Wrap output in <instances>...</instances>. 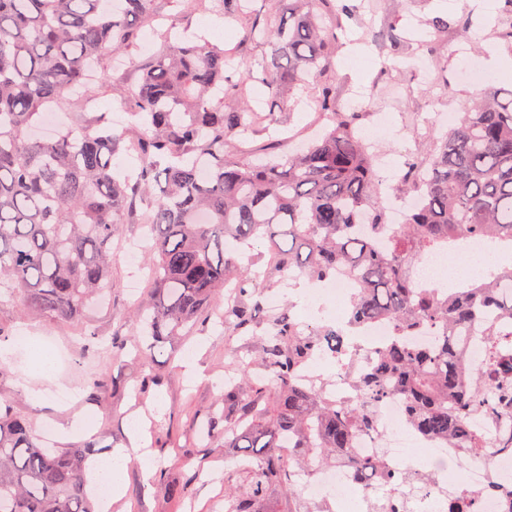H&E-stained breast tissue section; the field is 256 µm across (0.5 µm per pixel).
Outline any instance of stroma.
<instances>
[{"label": "stroma", "mask_w": 512, "mask_h": 512, "mask_svg": "<svg viewBox=\"0 0 512 512\" xmlns=\"http://www.w3.org/2000/svg\"><path fill=\"white\" fill-rule=\"evenodd\" d=\"M500 0H337L338 6L359 8L358 22L349 23L334 49L336 67L304 90L282 91L275 109L278 121L302 138L311 137L314 115L308 103L319 98L324 86H332L337 103H344L357 88L367 92V117L385 111L391 135L385 148L390 156L416 151L428 142L425 121L436 112L458 113L475 95L490 88L488 68L503 57H512V43L499 35L503 27ZM155 10L165 18H178V27L193 39L224 46L235 62L258 64L268 59L271 39L248 33V20L228 19L220 32L199 27L201 14H183L175 0H157ZM447 19L448 28L433 33L429 19ZM468 25L460 37L459 25ZM357 55L358 67L345 63ZM474 56L481 75L477 83L458 77L464 57ZM141 224H127L112 242V288L105 300L87 307L72 321L31 315L27 311L0 309V330L14 333L29 329L39 342H49L69 359L67 368L52 375L39 373L29 351L11 354L0 362V406L24 415L35 433L46 423L69 425L78 415H91L95 426L91 459L108 456L112 449L129 444V429L143 420L147 447L155 455L157 470L144 479L139 459H131L125 477V494L114 501L111 512H224V470L234 451L223 439L188 431L191 419L223 416L221 383L235 355L259 352L260 338L225 335L214 325V315L223 309L216 302L207 309L195 330L167 343L163 353L153 352L148 337L130 332V313L151 288L144 274L133 273L124 259L129 244L141 242ZM312 281L299 276L277 281L274 290L282 295L294 319L309 324L320 317L310 304ZM123 331L125 348L108 355L86 348L84 335L95 332L111 341ZM201 348V379L188 380L181 358L192 348ZM156 379L146 382L147 372ZM72 390L70 405L56 401L61 390ZM43 400H34L35 392ZM187 484L182 502L169 493L172 485Z\"/></svg>", "instance_id": "35a3bbf8"}]
</instances>
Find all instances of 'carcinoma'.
Returning <instances> with one entry per match:
<instances>
[{
  "label": "carcinoma",
  "instance_id": "carcinoma-1",
  "mask_svg": "<svg viewBox=\"0 0 512 512\" xmlns=\"http://www.w3.org/2000/svg\"><path fill=\"white\" fill-rule=\"evenodd\" d=\"M118 2L0 0V304L77 318L109 287L112 239L143 203L152 290L132 326L164 344L231 287L237 300L224 310V330L265 328L260 353L236 359L224 383V426L209 425L237 449L228 472L238 482L224 485V512H320L297 494V465L352 464L360 475L384 468L352 452L374 426V407L394 394L419 434L482 453L488 441L472 419L512 404V297L497 288L512 280V266L448 293L420 285L413 268L468 235L512 245V90L466 104L448 132L418 151L395 191L419 203L390 232L359 133L363 113L338 109L327 87L314 106L326 119L321 134L289 149L270 132L275 113L239 99L250 83L273 99L280 87L304 89L335 68L334 0H288L274 23L253 19L252 28L271 33V58L231 72L220 46L156 23L154 0ZM245 2L210 0L227 19L245 14ZM145 24L160 50L136 82L104 72L98 79L130 110L131 127L80 112L53 137L34 136L43 107L89 93V73L105 55L125 54ZM130 135L140 152L132 182L112 169ZM241 245L258 260L269 253V269L282 277L355 280L349 327L391 324L372 366L355 371L352 397L336 401L325 384L299 376L315 355L355 358L345 331L301 324L287 311L260 318L273 282L242 270ZM481 309L499 318L484 325L482 369L466 373L459 330ZM427 329L433 342L409 340ZM91 448H51L24 416L0 412V512H95L84 481Z\"/></svg>",
  "mask_w": 512,
  "mask_h": 512
}]
</instances>
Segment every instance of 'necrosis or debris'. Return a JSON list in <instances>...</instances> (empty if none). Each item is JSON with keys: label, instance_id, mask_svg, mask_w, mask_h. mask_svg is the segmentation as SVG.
<instances>
[{"label": "necrosis or debris", "instance_id": "4bbe7bcc", "mask_svg": "<svg viewBox=\"0 0 512 512\" xmlns=\"http://www.w3.org/2000/svg\"><path fill=\"white\" fill-rule=\"evenodd\" d=\"M486 239L461 238L453 251L429 252L420 262L416 278L430 283L449 257H481L498 251ZM375 430L361 433L356 454L361 459L383 457L390 483L378 488L356 482L349 469L325 468L296 475V487L308 500L328 504L330 512H448L449 500L478 494V512H512V455L496 448L473 456L444 443L424 439L410 426L402 399L393 395L374 410ZM426 472L435 482H411L412 474Z\"/></svg>", "mask_w": 512, "mask_h": 512}]
</instances>
